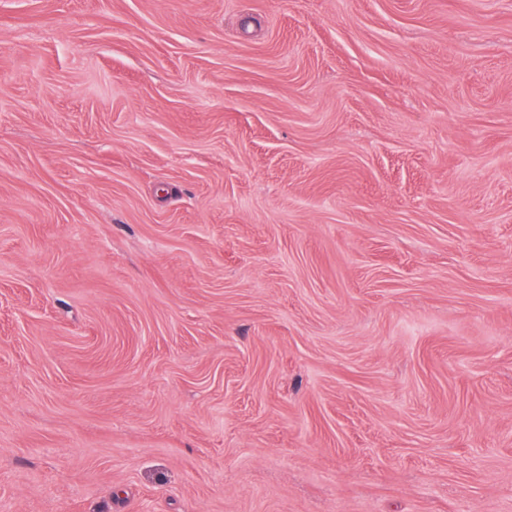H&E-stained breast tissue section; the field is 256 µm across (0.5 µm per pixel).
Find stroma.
I'll use <instances>...</instances> for the list:
<instances>
[{
	"instance_id": "35a3bbf8",
	"label": "stroma",
	"mask_w": 512,
	"mask_h": 512,
	"mask_svg": "<svg viewBox=\"0 0 512 512\" xmlns=\"http://www.w3.org/2000/svg\"><path fill=\"white\" fill-rule=\"evenodd\" d=\"M0 512H512V0H0Z\"/></svg>"
}]
</instances>
